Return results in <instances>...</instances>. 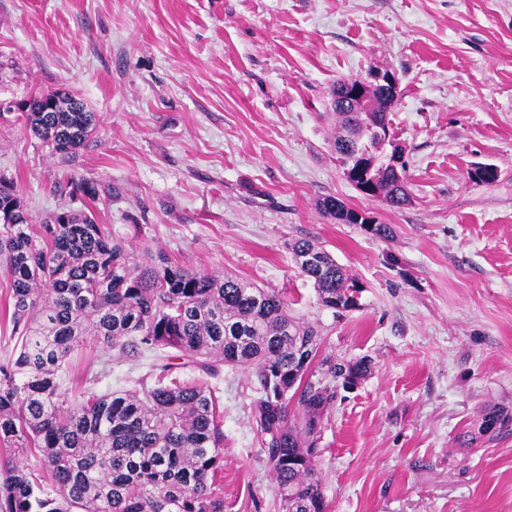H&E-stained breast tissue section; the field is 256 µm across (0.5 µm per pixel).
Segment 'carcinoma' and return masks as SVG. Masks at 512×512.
I'll list each match as a JSON object with an SVG mask.
<instances>
[{
  "label": "carcinoma",
  "mask_w": 512,
  "mask_h": 512,
  "mask_svg": "<svg viewBox=\"0 0 512 512\" xmlns=\"http://www.w3.org/2000/svg\"><path fill=\"white\" fill-rule=\"evenodd\" d=\"M338 115L334 146L344 165L348 136L362 125L355 112ZM14 121L64 163L97 126L82 98L58 91L24 102ZM365 162L357 180L375 179L387 203L404 205V180L372 151ZM66 177L70 195L95 200L91 183ZM320 206L347 223L343 202L328 197ZM288 249L322 305H357L358 283L329 252L306 238ZM0 267L11 279L17 338L14 355L0 365V443L9 452L0 512H224L214 486L224 433L213 392L173 377L164 363L151 386L85 391L69 403L61 380L89 340L106 353L176 349L209 375L222 364L251 371L258 390L253 425L281 512H325L314 467L318 426L336 379H361L369 364L320 355L319 331L291 316L285 297L151 253L138 261L90 209L62 210L34 225L14 184L3 179ZM33 448L44 458V479L21 464Z\"/></svg>",
  "instance_id": "1"
}]
</instances>
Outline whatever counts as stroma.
Returning a JSON list of instances; mask_svg holds the SVG:
<instances>
[{"label":"stroma","mask_w":512,"mask_h":512,"mask_svg":"<svg viewBox=\"0 0 512 512\" xmlns=\"http://www.w3.org/2000/svg\"><path fill=\"white\" fill-rule=\"evenodd\" d=\"M392 71L389 125L406 162L400 207L362 194L333 146L331 89ZM75 91L97 129L69 162L100 223L134 256L281 293L321 352L366 358L322 417L326 512H512V0H0V102ZM495 165V183L471 179ZM58 157L0 121V177L34 220L82 210ZM334 197L387 225L379 238L324 214ZM323 246L358 282L324 307L287 242ZM74 355L62 391L153 382V359ZM224 433V512H280L252 424L249 371L209 375Z\"/></svg>","instance_id":"stroma-1"}]
</instances>
